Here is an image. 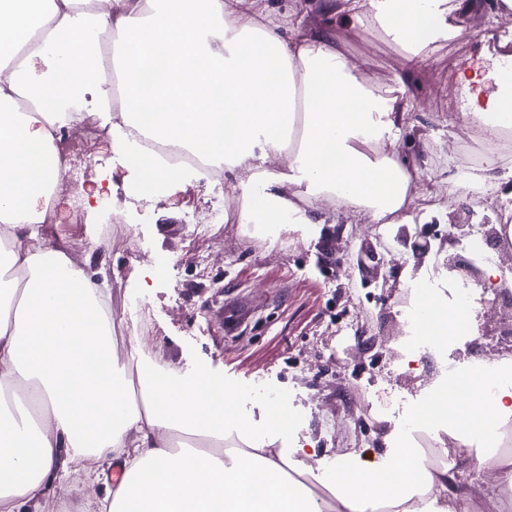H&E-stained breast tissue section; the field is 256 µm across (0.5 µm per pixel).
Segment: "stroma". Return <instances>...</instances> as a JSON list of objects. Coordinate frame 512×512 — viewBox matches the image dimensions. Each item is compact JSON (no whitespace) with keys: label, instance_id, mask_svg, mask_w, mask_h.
I'll use <instances>...</instances> for the list:
<instances>
[{"label":"stroma","instance_id":"obj_1","mask_svg":"<svg viewBox=\"0 0 512 512\" xmlns=\"http://www.w3.org/2000/svg\"><path fill=\"white\" fill-rule=\"evenodd\" d=\"M313 2L248 0L247 6L278 13L308 8L315 25L330 26L352 74L374 91L403 77L415 108L404 116L397 148L424 156L410 175L405 227L348 223L334 199L323 197L317 202L326 220L320 237L308 240L293 230L259 237L238 221V185L248 170L225 174L220 187L192 180L142 198L133 189L135 175L101 145L92 171L114 170L102 207L81 223L46 230L65 240L70 256L86 257L91 241L103 240L100 257L115 314H125L130 292L139 290L151 331L145 337L132 332L118 345L120 362L136 347L144 365H170L183 377L204 373L223 383L249 438L273 442L289 473L315 484L346 454L358 453L366 465L381 462L386 434H401L448 367L473 357H512V296L477 304L474 326L447 353L425 346L419 360L410 361L399 348L402 301L410 295L406 279L426 272L443 286L455 278L448 259L473 257L470 238L446 243L450 221L467 218V198L428 210L417 200L447 187L458 170L457 145L471 125L455 110L461 93L454 76L480 53L504 50L492 36L469 35L472 27L495 25L497 16L481 6L458 18L456 37L431 44L425 61L411 68L371 21L330 18ZM417 227L432 252L417 255L398 241L400 230ZM379 244L387 247L382 281L359 264L361 251ZM237 297L253 316L229 336L221 308ZM279 406L288 416L282 426L272 420ZM106 491L103 479L77 473L66 483L47 484L30 512H88Z\"/></svg>","mask_w":512,"mask_h":512}]
</instances>
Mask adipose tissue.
Wrapping results in <instances>:
<instances>
[{
  "label": "adipose tissue",
  "instance_id": "obj_1",
  "mask_svg": "<svg viewBox=\"0 0 512 512\" xmlns=\"http://www.w3.org/2000/svg\"><path fill=\"white\" fill-rule=\"evenodd\" d=\"M243 0H114L111 13L78 0H0V512H21L49 476L112 463L124 476L95 512H458L455 477L399 443L393 459L368 469L358 455L338 461L320 505L291 478L281 451L250 442L232 424L228 393L201 374L116 363L107 281L73 265L63 242L40 248L56 193L61 127L96 113L112 147L137 174L141 194L184 179L185 170L143 154L148 133L204 151L225 167H251L244 224L320 236L313 198L332 195L386 223L409 202L408 161L395 145L414 105L402 86L373 94L350 72L332 33L306 13L242 11ZM477 0H323L346 19L372 16L407 62L423 61ZM112 36L113 103L102 77L101 34ZM472 118L512 127V73L463 79ZM304 132L288 141L297 113ZM291 152L288 172L261 163ZM292 184L284 193L283 184ZM412 286L409 340L454 347L474 313L458 295ZM444 433L477 464L497 471L469 498L506 512L512 463L501 460L512 430V357L472 358L450 367L414 416ZM237 428L240 446L223 449ZM211 440L210 448L193 439Z\"/></svg>",
  "mask_w": 512,
  "mask_h": 512
}]
</instances>
